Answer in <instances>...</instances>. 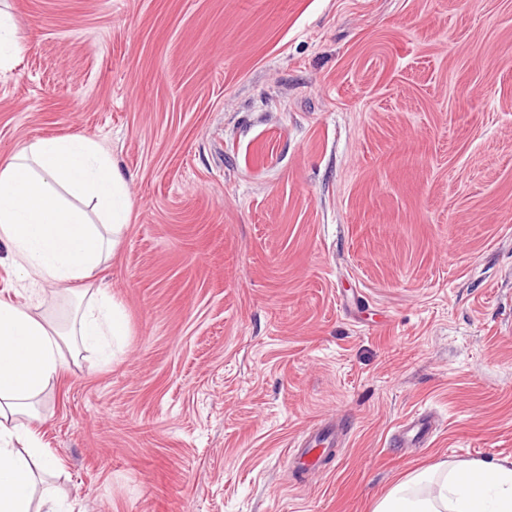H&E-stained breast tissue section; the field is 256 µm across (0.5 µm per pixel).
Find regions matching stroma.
Returning <instances> with one entry per match:
<instances>
[{"mask_svg":"<svg viewBox=\"0 0 512 512\" xmlns=\"http://www.w3.org/2000/svg\"><path fill=\"white\" fill-rule=\"evenodd\" d=\"M0 162L97 142L127 323L43 404L69 512H373L512 461V0H0ZM419 408L421 448L386 446ZM348 439L299 478L324 419ZM18 50L10 20L0 10V70L8 69L13 59V52Z\"/></svg>","mask_w":512,"mask_h":512,"instance_id":"35a3bbf8","label":"stroma"}]
</instances>
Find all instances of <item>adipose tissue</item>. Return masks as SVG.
<instances>
[{
    "label": "adipose tissue",
    "instance_id": "obj_1",
    "mask_svg": "<svg viewBox=\"0 0 512 512\" xmlns=\"http://www.w3.org/2000/svg\"><path fill=\"white\" fill-rule=\"evenodd\" d=\"M88 203L99 221L89 218ZM130 212L123 175L90 139H39L0 164V243L27 288L36 295L48 285H83L64 329L31 307L0 300V512H63L43 485L54 462L33 423L67 356L125 333L123 318L92 279ZM373 512H512V462L423 469L392 487Z\"/></svg>",
    "mask_w": 512,
    "mask_h": 512
}]
</instances>
